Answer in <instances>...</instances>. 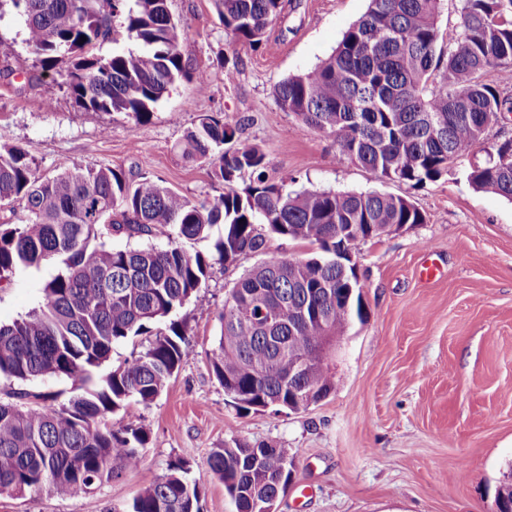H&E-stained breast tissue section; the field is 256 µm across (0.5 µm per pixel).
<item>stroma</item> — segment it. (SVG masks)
I'll return each mask as SVG.
<instances>
[{"instance_id":"35a3bbf8","label":"stroma","mask_w":512,"mask_h":512,"mask_svg":"<svg viewBox=\"0 0 512 512\" xmlns=\"http://www.w3.org/2000/svg\"><path fill=\"white\" fill-rule=\"evenodd\" d=\"M284 4L253 49L225 32L214 0H171L182 54L209 84L201 91L177 81L145 121L76 104L64 66L43 70L22 20L0 7V146L24 148L41 175L111 166L213 203L223 186L208 165L177 150L185 131L209 115L239 125L241 138L263 147L269 178L286 180L289 189L406 196L426 217L356 247L367 318L344 331L336 386L325 399L297 412H243L210 370L217 315L239 277L271 258L314 251L269 238L263 251L214 264L196 296L174 313L195 355L138 410L150 431L141 467L86 495H0V512H122L147 477L164 474L176 459L188 462L200 487L201 512H235L207 457L236 440L293 457L276 512H495V490L512 469V202L468 181L485 146L438 181L414 187L378 179L332 137L279 110L275 86L326 59L368 0ZM58 269L49 261L0 288V322L36 307Z\"/></svg>"}]
</instances>
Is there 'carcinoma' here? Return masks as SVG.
Instances as JSON below:
<instances>
[{
    "instance_id": "1",
    "label": "carcinoma",
    "mask_w": 512,
    "mask_h": 512,
    "mask_svg": "<svg viewBox=\"0 0 512 512\" xmlns=\"http://www.w3.org/2000/svg\"><path fill=\"white\" fill-rule=\"evenodd\" d=\"M7 2L42 68L67 61L70 93L85 109L142 121L190 74L169 0ZM217 2L224 30L255 48L283 11V0ZM442 2L369 0L327 59L276 86L280 109L331 136L342 154L380 178L413 187L439 180L512 112V94L488 79L512 72V0H458V21L446 34L438 27ZM121 37L136 49L92 53ZM236 132L207 116L178 143L183 157L209 164L224 185L210 205L147 174L132 184L113 167L45 177L26 150L0 147V206L19 202L27 212L23 224H0V284L45 261L61 265L37 308L0 323V380L53 376L72 384L65 397L13 388L0 397V494L47 488L78 496L139 468L150 432L136 411L193 355L180 325L163 323L205 284L213 260L257 252L270 237L306 241L317 252L266 261L234 284L218 316L211 370L246 411L296 412L333 391L334 372L315 364L303 371L300 359L326 332L340 334L364 318L363 307L347 311L341 303L355 271L336 264L344 243L338 230L423 224L425 215L392 194L290 190L266 175L267 154ZM246 175L249 183L234 189ZM469 180L512 200V138L496 143ZM216 224L224 225L216 256L185 248L183 241L209 237ZM114 235H163L167 244L114 248L107 244ZM135 336L145 337L143 351L97 377L114 347ZM117 412L127 422L114 429L108 417ZM207 465L236 512H264L287 492L293 458L286 448L235 441L212 449ZM189 473L184 461L171 462L124 512H200ZM511 482L512 472L496 491V512H512Z\"/></svg>"
}]
</instances>
